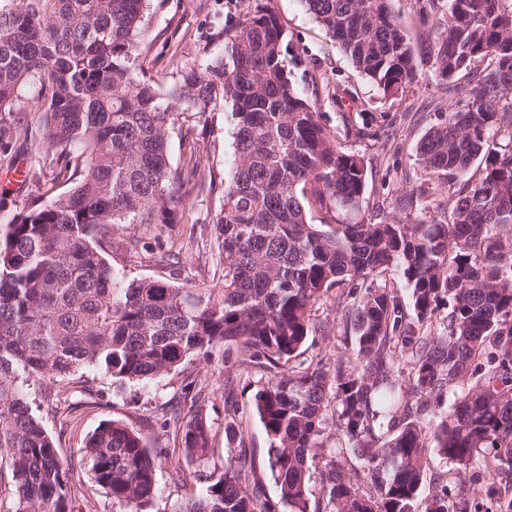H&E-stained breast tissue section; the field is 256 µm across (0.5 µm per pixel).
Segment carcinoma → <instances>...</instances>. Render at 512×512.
<instances>
[{"instance_id":"carcinoma-1","label":"carcinoma","mask_w":512,"mask_h":512,"mask_svg":"<svg viewBox=\"0 0 512 512\" xmlns=\"http://www.w3.org/2000/svg\"><path fill=\"white\" fill-rule=\"evenodd\" d=\"M147 2L0 0V151L17 138L29 92L40 163L25 177L50 172L0 239V493L12 512H73L83 491L24 386L68 385L84 369L149 381L221 347L266 375L252 411L278 497L229 450L198 495L160 502L162 463L176 467L179 453L205 468L214 455L203 411L174 412L163 427L180 434L178 449L149 448L114 421L85 440L91 479L120 512H448L444 493L422 504L429 450L462 484L480 459L512 471V0H428L440 11L434 74L450 94L459 77L475 82L416 149L429 174L456 186L448 219L430 223L353 219L365 162L292 84L276 15L246 14L224 29L222 53L158 89L139 62ZM303 2L384 96L415 78V45L391 0ZM218 109L233 153L212 220L220 274L201 286L126 279L104 256L112 232L179 223V185L198 163L171 165V135ZM317 206L348 219L314 224ZM391 269L407 305L378 283ZM335 288L353 361L305 358L314 307ZM448 395L452 409L425 427L420 415ZM330 425L364 469L345 470L343 449L325 443Z\"/></svg>"}]
</instances>
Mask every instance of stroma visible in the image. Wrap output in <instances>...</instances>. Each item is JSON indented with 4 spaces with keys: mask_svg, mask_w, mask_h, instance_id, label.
I'll return each instance as SVG.
<instances>
[{
    "mask_svg": "<svg viewBox=\"0 0 512 512\" xmlns=\"http://www.w3.org/2000/svg\"><path fill=\"white\" fill-rule=\"evenodd\" d=\"M391 5L418 50L417 77L404 94L396 97H384L373 83L353 70L338 46L306 12L301 0H150L141 37V64L147 78L166 85L178 69L221 53L225 26L256 10L274 13L288 35L290 52L299 53L302 58L301 64L292 68L291 78L303 96L316 101L323 122L337 130L347 117L353 124L368 126L366 136L342 141L343 148L366 162L362 218L443 221L451 205L448 185L422 168L416 147L449 109L462 104L465 95H448L432 71L428 48L439 31L437 16H423L418 0H392ZM37 136L36 126L21 128L13 149L8 155H0V238L42 193L40 183L13 182L17 167L33 164L29 147ZM231 141L232 130L223 111L213 112L205 128L192 130L185 137L173 134L171 163L181 167L197 162L201 172L212 175L214 181H223ZM410 197L415 200L411 206L406 203ZM220 202V193L189 183L178 224L150 228L126 224L114 232L108 251L113 268L130 279L161 275L162 250L174 244L182 249L180 282L210 283L220 266L218 254L211 247L212 219ZM132 241L137 244L133 252L127 249ZM191 376L205 391L200 407L212 426L214 460L218 463L223 462L228 446L224 438V381L232 379L237 400L245 410L246 463L266 495L277 497L278 488L266 461L267 436L251 411L261 374L255 371L247 376L234 368L225 369L224 352L217 349L210 359L194 360L184 370L147 384L120 386L104 373L90 370L78 388L56 396H48L44 385L30 386L27 398L36 416L83 484L85 498L76 501L75 512H119L106 491L90 479L84 459L86 435L101 423L115 420L139 433L148 447H175L173 434L160 426L161 417L175 403L183 415H192L195 408L191 401L181 396V389ZM491 486L496 488V496H487ZM442 490L452 496L466 492L474 512H512V473L481 462L474 464L461 484L452 463L429 454L421 497L427 500Z\"/></svg>",
    "mask_w": 512,
    "mask_h": 512,
    "instance_id": "1",
    "label": "stroma"
}]
</instances>
